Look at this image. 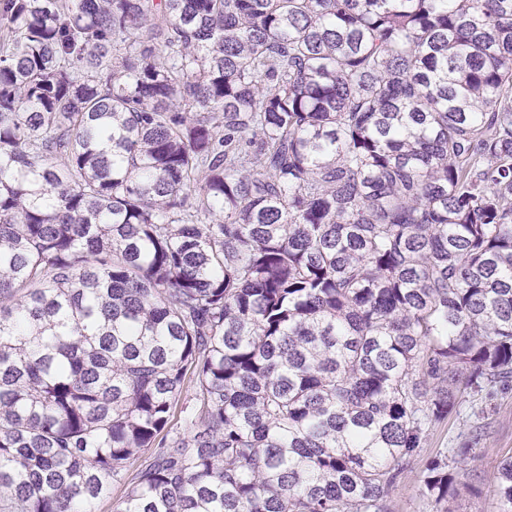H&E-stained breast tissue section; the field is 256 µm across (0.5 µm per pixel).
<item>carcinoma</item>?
I'll use <instances>...</instances> for the list:
<instances>
[{
    "mask_svg": "<svg viewBox=\"0 0 512 512\" xmlns=\"http://www.w3.org/2000/svg\"><path fill=\"white\" fill-rule=\"evenodd\" d=\"M509 388L512 0H0V512H390Z\"/></svg>",
    "mask_w": 512,
    "mask_h": 512,
    "instance_id": "1",
    "label": "carcinoma"
}]
</instances>
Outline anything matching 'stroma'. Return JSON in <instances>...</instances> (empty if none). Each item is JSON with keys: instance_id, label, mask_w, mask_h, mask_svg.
Here are the masks:
<instances>
[{"instance_id": "stroma-1", "label": "stroma", "mask_w": 512, "mask_h": 512, "mask_svg": "<svg viewBox=\"0 0 512 512\" xmlns=\"http://www.w3.org/2000/svg\"><path fill=\"white\" fill-rule=\"evenodd\" d=\"M471 439L476 442L475 459L448 508L450 512H500L491 480L499 462L512 455V390L486 402L460 398L448 421L430 432L420 454L404 471L391 496L390 512H433L422 494L427 460Z\"/></svg>"}]
</instances>
